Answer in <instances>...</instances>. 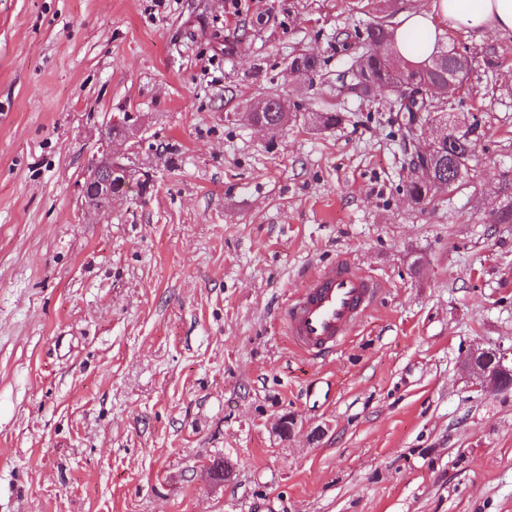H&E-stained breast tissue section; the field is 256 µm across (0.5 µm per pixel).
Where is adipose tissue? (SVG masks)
Masks as SVG:
<instances>
[{"label": "adipose tissue", "instance_id": "adipose-tissue-1", "mask_svg": "<svg viewBox=\"0 0 512 512\" xmlns=\"http://www.w3.org/2000/svg\"><path fill=\"white\" fill-rule=\"evenodd\" d=\"M466 25L512 36V0H435L432 9L407 11L397 29V46L406 59L427 58L445 28Z\"/></svg>", "mask_w": 512, "mask_h": 512}]
</instances>
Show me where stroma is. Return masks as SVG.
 <instances>
[{"label": "stroma", "instance_id": "stroma-1", "mask_svg": "<svg viewBox=\"0 0 512 512\" xmlns=\"http://www.w3.org/2000/svg\"><path fill=\"white\" fill-rule=\"evenodd\" d=\"M430 2L0 0V512H512V391L462 370L512 347V36L445 32L476 149L423 209L392 92L336 81ZM270 93L276 132L247 119ZM126 116L100 215L85 174ZM342 257L382 288L314 360L282 311Z\"/></svg>", "mask_w": 512, "mask_h": 512}]
</instances>
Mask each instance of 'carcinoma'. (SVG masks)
I'll use <instances>...</instances> for the list:
<instances>
[{
	"instance_id": "cac0c4a2",
	"label": "carcinoma",
	"mask_w": 512,
	"mask_h": 512,
	"mask_svg": "<svg viewBox=\"0 0 512 512\" xmlns=\"http://www.w3.org/2000/svg\"><path fill=\"white\" fill-rule=\"evenodd\" d=\"M364 42L367 51L338 75V79L357 97H369L385 88L401 93L395 121L402 131V150L411 172L407 192L416 204L423 205L442 182L448 181V165H454L457 170L456 179L447 185L451 191L464 179L474 156V136L478 129L475 122L463 129L451 126L449 142H441L434 136L420 145L414 135L424 123L443 120L438 102L448 91V78L453 76L459 85H464L472 61L451 53L439 42L424 61L411 62L400 55L394 30L381 22L366 28ZM318 68L319 60L312 54L298 55L290 64V70L301 69L312 75L318 73ZM287 118L288 112L278 97L267 98L264 107L253 110V121L273 129L281 127ZM311 121L328 128L341 124L343 115L337 111L316 112Z\"/></svg>"
}]
</instances>
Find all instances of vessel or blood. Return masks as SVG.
Instances as JSON below:
<instances>
[{
    "label": "vessel or blood",
    "mask_w": 512,
    "mask_h": 512,
    "mask_svg": "<svg viewBox=\"0 0 512 512\" xmlns=\"http://www.w3.org/2000/svg\"><path fill=\"white\" fill-rule=\"evenodd\" d=\"M379 293L378 283L340 259L317 271L285 307V321L298 348L311 356L333 352L352 334Z\"/></svg>",
    "instance_id": "obj_1"
}]
</instances>
